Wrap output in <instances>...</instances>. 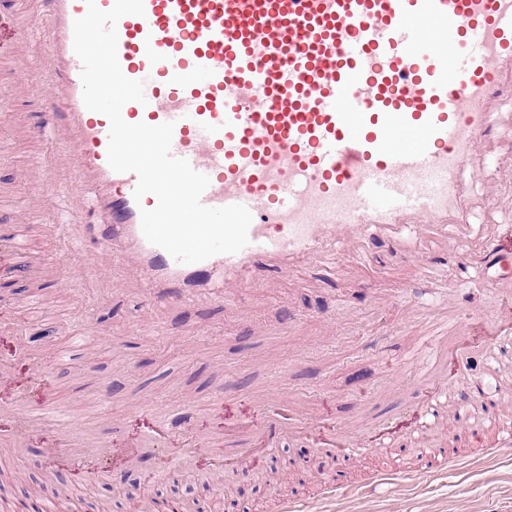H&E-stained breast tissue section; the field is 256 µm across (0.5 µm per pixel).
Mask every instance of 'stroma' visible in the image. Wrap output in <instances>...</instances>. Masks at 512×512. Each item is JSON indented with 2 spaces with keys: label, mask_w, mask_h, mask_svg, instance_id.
<instances>
[{
  "label": "stroma",
  "mask_w": 512,
  "mask_h": 512,
  "mask_svg": "<svg viewBox=\"0 0 512 512\" xmlns=\"http://www.w3.org/2000/svg\"><path fill=\"white\" fill-rule=\"evenodd\" d=\"M21 40L22 59L0 57V225L24 224L27 248L22 256L0 253V264L26 266L14 286L0 288V405L21 392L31 408L53 402L89 428L104 430L112 450L100 462L101 476L83 477L67 457L46 454L59 432L54 426L31 433L26 447L0 446V469L17 473L23 484L38 483L45 500L68 484L71 512H93V492L111 501V512H134L127 476L161 491L158 512L179 506L186 483L204 486L205 512H279L283 498L302 501L306 512H512V457L483 458L467 450L445 455L440 432L426 437L441 451L439 469L430 476L420 475L408 444L360 457L316 444L339 424L365 423L373 407L398 406L415 376L410 356L421 343L420 326L448 303H455L471 341L512 364V338L488 340L497 295L481 284L447 289V281L461 274L449 256L434 260L437 277L427 286L412 259L378 243L360 278L300 267L221 303L209 290L181 302H155L147 322L140 316L142 286L122 264L87 266L65 290L37 275L36 267L59 259L60 241L69 242L74 255L92 253L93 227L105 218L95 189L80 186L79 203H64L60 229L50 230L37 188L24 185L43 149L27 133L41 98L17 71L43 66L44 46L30 31ZM460 178L477 197L512 178V93L496 95L481 156ZM47 360L50 373L36 377ZM260 390L282 391L286 402L312 413L313 422L307 440L259 454L248 476L230 480L243 491L234 502L212 487L219 459L201 453L185 472L172 451L186 438L260 421L263 413L252 398ZM134 399L169 422L164 449L146 447L149 432L128 409ZM377 471L394 477L373 490L368 482ZM336 479L342 488L335 501H322L324 482Z\"/></svg>",
  "instance_id": "obj_1"
}]
</instances>
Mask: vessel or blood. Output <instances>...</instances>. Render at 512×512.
Instances as JSON below:
<instances>
[{"label": "vessel or blood", "mask_w": 512, "mask_h": 512, "mask_svg": "<svg viewBox=\"0 0 512 512\" xmlns=\"http://www.w3.org/2000/svg\"><path fill=\"white\" fill-rule=\"evenodd\" d=\"M19 22L35 25L46 44L42 139L57 126L74 136L70 182L107 191V243L91 262L114 261L110 240L126 241L131 267L148 287L178 301L189 289L222 277L237 292L295 264L346 261L358 267L368 243L390 240L427 265L432 253L464 246L472 208L459 171L478 156L488 106L512 73V0H144L143 15L116 26L123 74L141 81L144 103L122 109L126 122L174 125L171 153L209 179L205 206L235 204L252 214L249 243L239 252L182 264L149 243L135 201V173L114 171L107 158L110 122L83 102L82 63L73 25L86 0H35ZM492 281L501 300L502 334H512V259L497 257ZM427 338L434 358L419 363L417 391L407 406L425 422L453 385L448 360L460 357L458 323L442 316ZM462 400L478 403L497 435L487 453L512 455V421L484 378L465 383ZM256 424L187 443L177 467L203 449L248 458L255 447L274 448L306 437L300 414L270 407ZM5 446L22 447L29 430L45 428V410H20ZM377 440L332 431L330 448L368 453L403 434L391 413L376 415ZM82 473L96 471L104 445L58 443Z\"/></svg>", "instance_id": "obj_1"}]
</instances>
